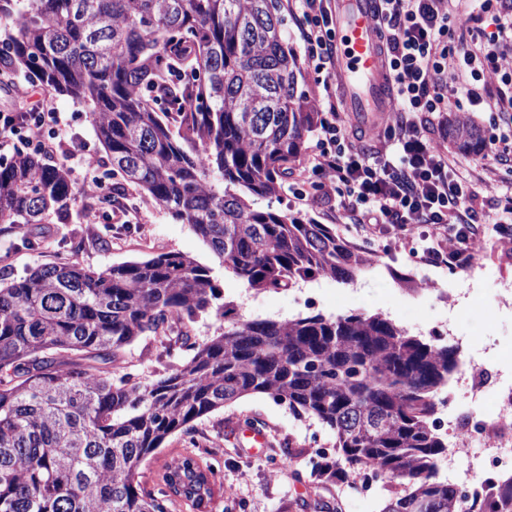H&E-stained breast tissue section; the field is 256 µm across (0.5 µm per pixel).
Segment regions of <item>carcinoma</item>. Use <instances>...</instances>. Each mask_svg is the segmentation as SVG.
I'll use <instances>...</instances> for the list:
<instances>
[{"mask_svg": "<svg viewBox=\"0 0 512 512\" xmlns=\"http://www.w3.org/2000/svg\"><path fill=\"white\" fill-rule=\"evenodd\" d=\"M2 17L14 33L0 64L81 102L112 175L189 225L247 287L349 283L375 268L331 225L275 206L319 122L278 0H0ZM448 139L475 153L483 133L450 117ZM76 195L62 164L28 152L0 162V224H42ZM227 317L213 268L181 253L99 271L41 265L1 284L0 512L210 503L223 484L189 454L165 464L155 492L139 471L168 437L251 395L334 432L316 480L348 483L372 466L394 487L381 512H459L434 424L459 347L381 313ZM208 319L214 333L196 340ZM140 338L184 355L144 380L118 374Z\"/></svg>", "mask_w": 512, "mask_h": 512, "instance_id": "cac0c4a2", "label": "carcinoma"}]
</instances>
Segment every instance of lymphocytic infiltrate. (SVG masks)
<instances>
[{
  "label": "lymphocytic infiltrate",
  "mask_w": 512,
  "mask_h": 512,
  "mask_svg": "<svg viewBox=\"0 0 512 512\" xmlns=\"http://www.w3.org/2000/svg\"><path fill=\"white\" fill-rule=\"evenodd\" d=\"M331 0H287L303 42L304 57L316 82L332 89L336 60L335 16ZM476 28L470 41L456 36L458 14L438 0H379V36L392 93L412 118L400 127L381 128L383 148L359 149L347 133L348 118L335 108L321 110L311 165L290 191L300 200H336L353 224L374 238L391 234L424 264L469 266L481 232L501 233L512 224V196L494 214H480L470 183L451 173L448 160L427 142L415 120L437 117L439 135L448 133L451 109L479 106L486 92L483 76L498 71L501 49L512 45V0H475ZM34 101L15 112H0V152L20 148L39 155L60 154L63 164L79 163L81 194H105L106 185L89 159V147L62 122L35 81ZM457 223H449V213Z\"/></svg>",
  "instance_id": "1"
}]
</instances>
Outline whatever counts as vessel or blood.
<instances>
[{
  "label": "vessel or blood",
  "mask_w": 512,
  "mask_h": 512,
  "mask_svg": "<svg viewBox=\"0 0 512 512\" xmlns=\"http://www.w3.org/2000/svg\"><path fill=\"white\" fill-rule=\"evenodd\" d=\"M336 71L354 122H383L390 100L375 27L376 0H338Z\"/></svg>",
  "instance_id": "b4317fda"
}]
</instances>
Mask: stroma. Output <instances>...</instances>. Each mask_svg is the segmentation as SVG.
Listing matches in <instances>:
<instances>
[{"mask_svg": "<svg viewBox=\"0 0 512 512\" xmlns=\"http://www.w3.org/2000/svg\"><path fill=\"white\" fill-rule=\"evenodd\" d=\"M52 105L92 149V160L107 184H115L112 168L87 115L70 97L52 95ZM431 145L447 155L459 177L471 183L485 212H494L507 192V178L495 160L471 162L469 154L454 149L436 131H428ZM119 201L139 210V224L87 223L89 199L78 195L64 216L49 215L44 223L26 227L12 239L0 236V277L13 280L44 264L79 259L93 270L140 260L161 252H181L213 267L224 298L232 302V319L280 318L300 313L336 315L353 312L381 313L411 334L430 338L435 330L453 328L465 338L464 350L472 355L485 349L512 348V249L497 237L486 238L467 269L446 265L412 266L401 241L371 239L350 228L343 210L322 201H301L281 192L279 206L301 212L317 223L332 225L338 237L353 248L369 253L376 269L343 284L320 277L289 290L256 292L225 272L189 225L173 220L134 185H126ZM81 241L73 252V241ZM429 279L433 287L409 290L401 278ZM263 431L267 445L259 451L243 448L237 433ZM333 432L312 419L295 416L286 405L266 396H250L226 405L196 422L192 439L177 435L166 440L143 469L148 489H158L164 464L176 454L193 452L201 463L220 467L227 495L215 498L213 512H314V502L327 504V512H382L390 485L380 482L370 495L353 492L348 484H323L311 477L306 461L312 448L333 445ZM290 468H280L284 457Z\"/></svg>", "mask_w": 512, "mask_h": 512, "instance_id": "obj_1", "label": "stroma"}]
</instances>
